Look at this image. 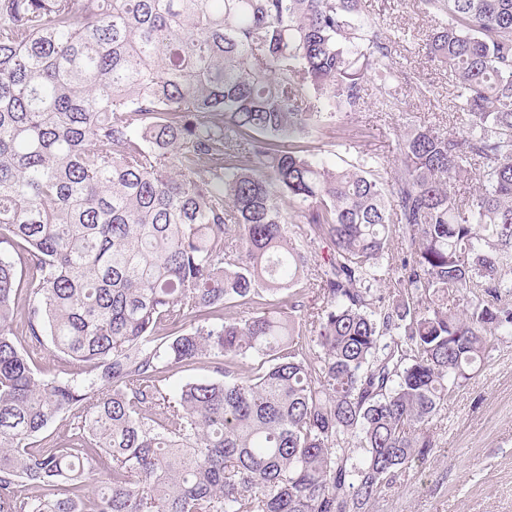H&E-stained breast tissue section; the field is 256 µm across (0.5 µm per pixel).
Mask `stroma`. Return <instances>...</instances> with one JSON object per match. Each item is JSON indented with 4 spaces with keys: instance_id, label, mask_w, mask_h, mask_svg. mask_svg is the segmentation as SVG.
I'll return each mask as SVG.
<instances>
[{
    "instance_id": "1",
    "label": "stroma",
    "mask_w": 512,
    "mask_h": 512,
    "mask_svg": "<svg viewBox=\"0 0 512 512\" xmlns=\"http://www.w3.org/2000/svg\"><path fill=\"white\" fill-rule=\"evenodd\" d=\"M367 17L390 38L399 108L370 99L301 146L318 161L344 166L372 155L393 168L401 134L413 126L461 131L455 87L446 69L425 56L434 23L420 0H363ZM427 463H411L366 512H512V337L503 338L448 407L428 424Z\"/></svg>"
}]
</instances>
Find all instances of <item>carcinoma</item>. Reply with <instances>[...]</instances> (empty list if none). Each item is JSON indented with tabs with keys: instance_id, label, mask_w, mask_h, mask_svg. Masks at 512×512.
Segmentation results:
<instances>
[{
	"instance_id": "carcinoma-1",
	"label": "carcinoma",
	"mask_w": 512,
	"mask_h": 512,
	"mask_svg": "<svg viewBox=\"0 0 512 512\" xmlns=\"http://www.w3.org/2000/svg\"><path fill=\"white\" fill-rule=\"evenodd\" d=\"M423 5L465 126L385 178L298 146L401 104L362 0H0V512H363L428 459L512 336V0ZM33 362L37 369L50 376H63L64 372H68L71 369V364L68 361L54 356L50 349L35 354ZM217 375L213 371L212 364L208 360H199L193 364H187L175 368L167 374V380L163 382L166 391H170L180 383L201 378H215Z\"/></svg>"
}]
</instances>
